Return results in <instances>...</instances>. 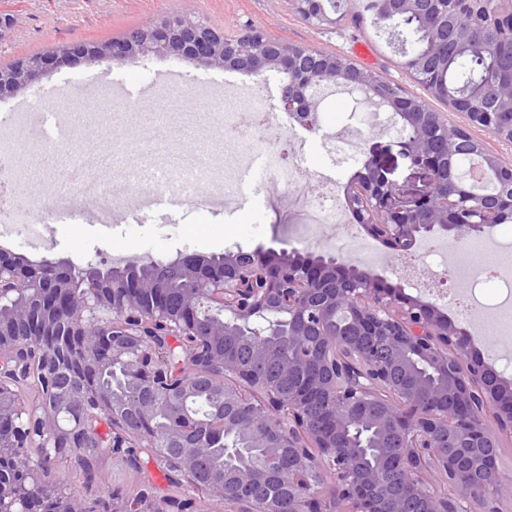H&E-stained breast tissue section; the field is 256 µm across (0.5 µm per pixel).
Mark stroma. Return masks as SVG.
<instances>
[{"instance_id": "1", "label": "stroma", "mask_w": 512, "mask_h": 512, "mask_svg": "<svg viewBox=\"0 0 512 512\" xmlns=\"http://www.w3.org/2000/svg\"><path fill=\"white\" fill-rule=\"evenodd\" d=\"M1 17L8 18L9 23L0 27V68L23 57L68 46L101 45L148 23L183 17L221 29L230 38L257 29L272 39L339 53L409 94L423 93L402 69L393 46L386 38L375 37L369 24L355 23L347 15L334 25L317 27L303 21L290 0H0ZM118 81L146 87L134 116L124 114L128 101L115 90ZM282 82V74L275 71L259 78L243 71L179 63L154 53L114 63L81 62L41 76L22 92L0 96V127H14L18 104L42 103L57 96L70 112L80 115L75 137L86 148L109 144L124 151L128 166L103 172L102 177L112 185L116 206L131 207L135 201L128 176L144 167L146 157L166 153L176 158L198 153L203 163L223 166L225 146L236 138L235 129L201 120L194 132L184 133L187 109L201 113L207 111L211 101L251 96L261 101L266 111L275 113ZM161 110L170 113V124L155 121V113ZM320 110L323 122L319 132L282 124L280 136L303 137L304 152L296 169L291 170L277 164L272 151H265L266 165L255 178L259 199L233 196L225 201L223 209L190 208L174 224L153 218L144 224L118 226L108 238L101 237L92 223L52 226L55 204L29 210L31 199L59 195L66 184H82L84 177L70 171L60 180L48 169L33 174L31 166L38 150L50 151L54 145L46 140L36 147L22 145L17 163L0 176V195L9 202V212L0 220L11 223L13 213L20 211L26 223L48 224L52 230L36 254H28L27 239L22 235L15 237L8 249L21 256L31 255L36 262L47 258L80 264L107 263L116 252L132 256L147 252L165 260L257 249L338 255L331 240L311 244L289 237L285 223L295 205L289 191L290 175H297L304 183L317 175L327 176L341 192L373 155L388 169L399 191L410 196L424 188L428 174L400 155L397 143L402 136L401 124L387 109L374 108L365 96L336 87L330 89ZM343 129L360 133V149L336 144L334 136ZM483 240L480 252L472 250L466 240L448 242L446 253L424 254V268L434 271L443 263L452 275L461 269L483 272L487 264L512 255V219L495 226ZM454 320L475 336L481 357L500 375L512 379V338L501 339L493 326L479 323L470 314L455 315ZM53 474L89 504L111 500L116 493H132L144 480L151 481L162 493L171 488L165 472L145 456L134 469L122 459L102 456L99 471L91 479L64 460L56 462Z\"/></svg>"}]
</instances>
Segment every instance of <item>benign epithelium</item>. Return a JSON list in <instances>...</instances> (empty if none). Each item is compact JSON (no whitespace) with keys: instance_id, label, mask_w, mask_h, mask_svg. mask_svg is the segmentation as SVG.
Segmentation results:
<instances>
[{"instance_id":"benign-epithelium-1","label":"benign epithelium","mask_w":512,"mask_h":512,"mask_svg":"<svg viewBox=\"0 0 512 512\" xmlns=\"http://www.w3.org/2000/svg\"><path fill=\"white\" fill-rule=\"evenodd\" d=\"M295 12L315 26L332 25L325 0H291ZM377 19L417 18L436 45L449 44L442 31L450 19L467 17L490 27L512 46V0H377ZM162 53L181 62L219 66L256 76L275 70L285 76L280 109L309 131L320 129V88L341 84L381 103L402 124L400 154L429 172L426 189L401 196L387 170L370 158L345 187L349 209L364 232L401 258L419 241L442 235L455 242L481 237L512 217V164L488 151L470 129L478 128L512 145V84L500 88L491 105L480 96L438 86L429 56L401 45V67L427 75V96L446 99L466 126L430 109L425 99L359 67L340 55L287 44L252 32L229 39L200 22L177 18L137 29L122 39L69 47L24 59L0 71V95L23 90L52 67L77 60L123 61ZM480 167L485 184L471 183ZM180 271L181 303L169 304L171 288L157 275H135L139 267ZM0 512H41V493L51 491L63 512H88L66 491L43 457L32 458L37 440L69 449L74 468L84 470L86 449L121 456L139 448L170 471L188 492L233 506L230 512H500L512 491L499 469L503 441L512 442V380L476 353L472 336L437 304L388 285L379 274L345 264L331 255H303L285 249L268 253L227 252L214 260L189 255L173 260L135 258L101 269L68 260H42L37 267L0 254ZM213 315L205 334L200 315ZM282 330L291 353L282 364L305 372L316 356L325 371L284 390L243 366L213 344L226 336H256L253 356L272 357L265 341ZM119 366L127 397L98 376ZM427 372L420 388L396 380L397 370ZM82 378L70 392L59 377ZM221 390L224 412L209 434L196 436L195 419L169 415L159 431V409L190 396L193 381ZM31 384L39 403L28 408L23 386ZM322 409L309 421L310 407ZM253 418L243 439L275 461L288 449L290 466L273 487L246 494L255 480L248 469L236 486L204 482L200 460L211 440L234 429L238 415ZM373 433L374 448H394L392 463L403 492L387 489L377 469L361 463L359 433ZM170 442L177 453L163 451ZM106 512H182L176 497L154 493L114 495Z\"/></svg>"}]
</instances>
